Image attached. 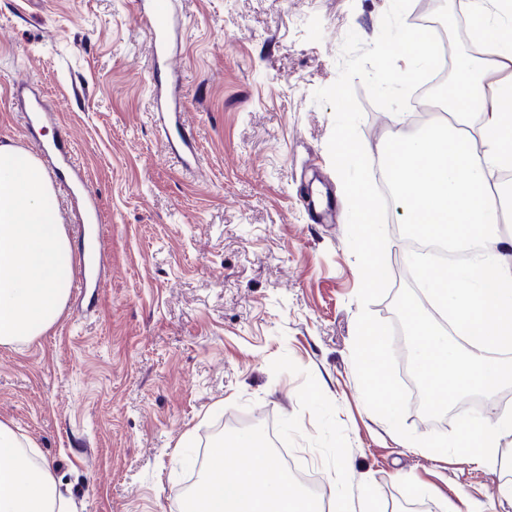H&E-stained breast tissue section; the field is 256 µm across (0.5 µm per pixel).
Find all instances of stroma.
<instances>
[{"instance_id":"stroma-1","label":"stroma","mask_w":512,"mask_h":512,"mask_svg":"<svg viewBox=\"0 0 512 512\" xmlns=\"http://www.w3.org/2000/svg\"><path fill=\"white\" fill-rule=\"evenodd\" d=\"M390 0H173L180 112L203 155L186 174L153 109L135 0H0V143L29 153L9 88L55 104L99 200L97 295H70L38 341L0 346V420L29 436L78 512H184L200 454L240 428L328 491L335 454L392 512H512L499 474L407 448L364 403L352 359L361 275L328 151L344 37ZM359 135L380 164L398 117L363 84Z\"/></svg>"}]
</instances>
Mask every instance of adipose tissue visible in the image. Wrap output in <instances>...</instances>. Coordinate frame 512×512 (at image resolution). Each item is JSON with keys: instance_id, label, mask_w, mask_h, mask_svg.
<instances>
[{"instance_id": "1", "label": "adipose tissue", "mask_w": 512, "mask_h": 512, "mask_svg": "<svg viewBox=\"0 0 512 512\" xmlns=\"http://www.w3.org/2000/svg\"><path fill=\"white\" fill-rule=\"evenodd\" d=\"M475 36L492 31L497 47L462 63L448 84L444 106L456 121L445 134H394L385 151L393 160L396 202L407 223L426 236L476 240L471 265L423 268L435 302L448 314L458 342H450L421 314H410L413 359L428 401L442 405L474 390L512 382V362L492 357L487 341L512 338V233L490 177L512 165V12L498 0H473ZM237 459L216 443L209 473L196 491L193 512H316L280 468L258 451L253 436L233 442ZM460 462L488 467L512 447V413L470 419L452 443ZM0 512H76L33 440L0 421Z\"/></svg>"}]
</instances>
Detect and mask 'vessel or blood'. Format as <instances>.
<instances>
[{"label": "vessel or blood", "instance_id": "1", "mask_svg": "<svg viewBox=\"0 0 512 512\" xmlns=\"http://www.w3.org/2000/svg\"><path fill=\"white\" fill-rule=\"evenodd\" d=\"M138 13L145 22L152 47V62L158 82L154 83V93L165 94L175 99L180 94L177 81L168 79L169 57L172 38L177 29V19L173 10L172 0H137ZM11 98L21 110L25 123L50 122L57 123L58 112L45 108L43 96L29 84L17 83L10 90ZM175 136L179 144L175 150V159L184 170L194 167L189 155L195 150V138L185 124H177ZM44 160L55 180L67 191L75 193L81 205L82 222H90L98 217V209L93 194L87 185V172L78 152L73 148L69 136L63 135L54 140L49 149L43 152Z\"/></svg>", "mask_w": 512, "mask_h": 512}]
</instances>
